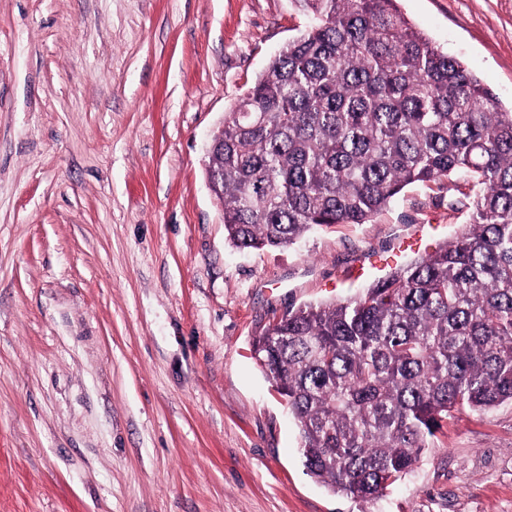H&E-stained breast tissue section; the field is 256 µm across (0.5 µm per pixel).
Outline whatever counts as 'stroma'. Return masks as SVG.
Segmentation results:
<instances>
[{
  "mask_svg": "<svg viewBox=\"0 0 512 512\" xmlns=\"http://www.w3.org/2000/svg\"><path fill=\"white\" fill-rule=\"evenodd\" d=\"M512 111V0H399ZM293 0H0V512H512V405L463 414L372 499L311 478L251 354L406 224L465 223L405 188L364 224L240 251L208 141L303 29Z\"/></svg>",
  "mask_w": 512,
  "mask_h": 512,
  "instance_id": "obj_1",
  "label": "stroma"
}]
</instances>
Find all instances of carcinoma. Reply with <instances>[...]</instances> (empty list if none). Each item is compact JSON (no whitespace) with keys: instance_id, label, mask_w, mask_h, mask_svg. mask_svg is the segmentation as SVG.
<instances>
[{"instance_id":"obj_1","label":"carcinoma","mask_w":512,"mask_h":512,"mask_svg":"<svg viewBox=\"0 0 512 512\" xmlns=\"http://www.w3.org/2000/svg\"><path fill=\"white\" fill-rule=\"evenodd\" d=\"M294 2L307 25L224 113L207 157L232 246L363 224L415 184L469 202L436 251L253 340L307 473L367 499L456 415L512 403V112L397 0Z\"/></svg>"}]
</instances>
